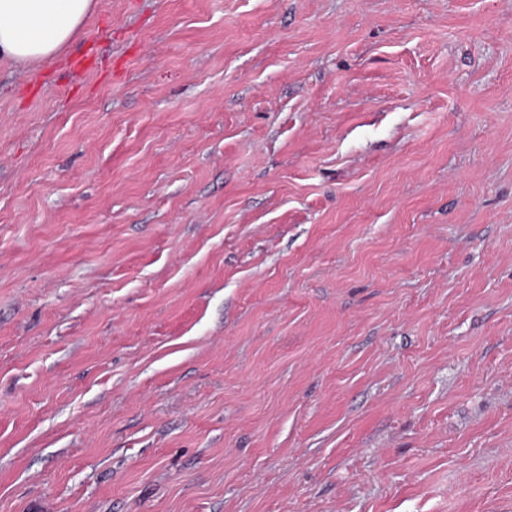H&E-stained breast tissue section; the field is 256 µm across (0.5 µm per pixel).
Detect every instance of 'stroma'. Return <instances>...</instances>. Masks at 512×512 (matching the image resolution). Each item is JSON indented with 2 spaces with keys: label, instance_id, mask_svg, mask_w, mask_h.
Returning a JSON list of instances; mask_svg holds the SVG:
<instances>
[{
  "label": "stroma",
  "instance_id": "35a3bbf8",
  "mask_svg": "<svg viewBox=\"0 0 512 512\" xmlns=\"http://www.w3.org/2000/svg\"><path fill=\"white\" fill-rule=\"evenodd\" d=\"M0 512H512V0L1 61Z\"/></svg>",
  "mask_w": 512,
  "mask_h": 512
}]
</instances>
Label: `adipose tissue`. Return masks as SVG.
Masks as SVG:
<instances>
[{
    "label": "adipose tissue",
    "instance_id": "adipose-tissue-1",
    "mask_svg": "<svg viewBox=\"0 0 512 512\" xmlns=\"http://www.w3.org/2000/svg\"><path fill=\"white\" fill-rule=\"evenodd\" d=\"M94 6L95 0H0V58L24 66L55 59Z\"/></svg>",
    "mask_w": 512,
    "mask_h": 512
}]
</instances>
